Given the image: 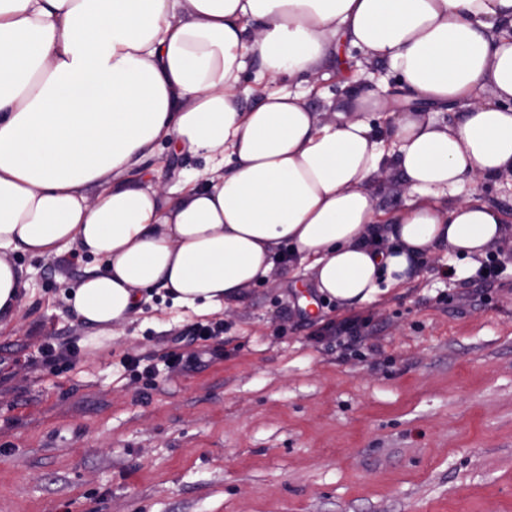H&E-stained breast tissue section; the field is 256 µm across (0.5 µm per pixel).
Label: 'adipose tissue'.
Here are the masks:
<instances>
[{"instance_id": "ef3b65f1", "label": "adipose tissue", "mask_w": 512, "mask_h": 512, "mask_svg": "<svg viewBox=\"0 0 512 512\" xmlns=\"http://www.w3.org/2000/svg\"><path fill=\"white\" fill-rule=\"evenodd\" d=\"M342 41L397 73L388 133L369 119L377 96L323 121L274 88ZM251 55L272 86L246 108ZM447 104L463 110L452 127L429 114ZM161 142L213 176L174 197L130 179ZM388 164L409 196L390 216L369 192ZM504 173L512 0H0V330L27 287L12 251L104 260L67 303L108 338L151 288L218 311L284 254L348 308L444 246L466 277L512 229L478 195L440 198Z\"/></svg>"}]
</instances>
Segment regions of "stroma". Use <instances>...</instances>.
I'll return each mask as SVG.
<instances>
[{
	"mask_svg": "<svg viewBox=\"0 0 512 512\" xmlns=\"http://www.w3.org/2000/svg\"><path fill=\"white\" fill-rule=\"evenodd\" d=\"M354 89L383 97L385 128L397 78L351 47L306 100L330 120ZM206 168L164 143L134 176L171 194ZM494 257L498 279L462 278L440 248L351 310L279 262L207 315L153 290L124 335L97 340L66 297L99 260L13 253L29 289L0 330V512H512V234ZM351 315L360 346L321 335ZM202 325L218 336L195 339ZM47 341L76 359L44 363ZM169 355L171 371L121 377L124 357Z\"/></svg>",
	"mask_w": 512,
	"mask_h": 512,
	"instance_id": "stroma-1",
	"label": "stroma"
}]
</instances>
